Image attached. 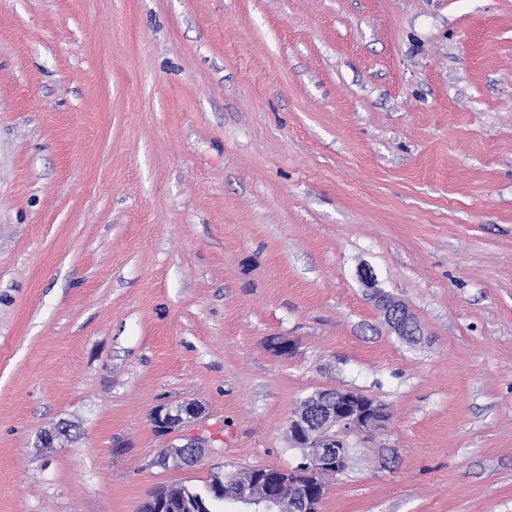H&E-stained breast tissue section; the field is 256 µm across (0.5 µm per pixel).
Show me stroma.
Masks as SVG:
<instances>
[{
  "label": "stroma",
  "instance_id": "stroma-1",
  "mask_svg": "<svg viewBox=\"0 0 512 512\" xmlns=\"http://www.w3.org/2000/svg\"><path fill=\"white\" fill-rule=\"evenodd\" d=\"M334 389L319 512H512V0H0V512L289 468ZM358 277L361 284L372 291V297L375 298L388 326L398 336L414 340L415 336L420 333V329L409 308L377 289V278L370 267L362 265L358 269ZM333 391L332 396L316 395L301 404L288 426L291 447L302 455L311 448L303 466L319 472L322 481L349 468L354 455L351 436H367L388 419L386 408L374 398L354 390ZM201 412V406L195 402L182 403L154 411L151 421L156 429L174 431L196 420ZM186 443L175 445L163 451L162 462L168 464L170 461L173 465L190 466L197 462L201 455L202 448H205V440L199 436H185Z\"/></svg>",
  "mask_w": 512,
  "mask_h": 512
}]
</instances>
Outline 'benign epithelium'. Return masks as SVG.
<instances>
[{"instance_id": "1", "label": "benign epithelium", "mask_w": 512, "mask_h": 512, "mask_svg": "<svg viewBox=\"0 0 512 512\" xmlns=\"http://www.w3.org/2000/svg\"><path fill=\"white\" fill-rule=\"evenodd\" d=\"M361 284L372 291L377 306L388 326L399 336L415 339L419 326L409 308L377 289V278L368 266L358 269ZM202 408L195 402L160 408L152 413L155 428L174 431L196 420ZM388 419L386 408L377 400L354 390H338L336 394L316 395L312 401L300 405L289 421L291 447L308 448L310 452L304 466L320 473L324 478H334L349 468L354 455L350 442L352 436H367L382 428ZM186 443L163 451L162 462L190 466L197 462L205 440L199 436L185 437ZM283 480V471L274 472L269 494L263 498L239 497L230 499L242 507L240 512H319L323 498L319 482L301 485V492L294 498L282 500L278 496L277 482Z\"/></svg>"}]
</instances>
